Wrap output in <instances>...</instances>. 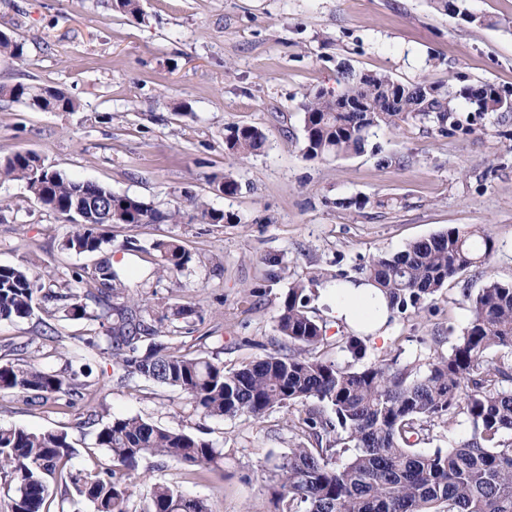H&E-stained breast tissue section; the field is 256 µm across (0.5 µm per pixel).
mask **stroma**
<instances>
[{"label":"stroma","instance_id":"stroma-1","mask_svg":"<svg viewBox=\"0 0 512 512\" xmlns=\"http://www.w3.org/2000/svg\"><path fill=\"white\" fill-rule=\"evenodd\" d=\"M111 3L0 0V30L25 45L23 59L0 56V84L50 86L79 103L73 112H43L0 99V158L33 152L70 177L179 211L176 224L107 228L113 266L138 270L124 282L128 296L157 312L193 308L190 318L165 322L166 342L240 369L285 346L276 319L294 282L314 272L321 282L351 279L372 255L486 226L496 243L488 268L448 282L432 303L397 316L386 340L366 343L363 364L423 370L467 327L465 292L490 276L512 280V118L491 114L485 132L452 137L410 119L378 130L361 153L309 160L300 109L307 91L340 92L346 65L405 83L481 81L512 91V0H467L490 18L481 28L432 0H140L134 17ZM235 125L261 129L264 151L232 155L226 139ZM226 172L239 184L229 195L211 182ZM198 200L231 222L205 223ZM71 229L23 181H0V265H28L63 287L98 261L65 249ZM170 237L191 260L162 277L152 245ZM308 294L309 314L325 325L317 356L354 365L348 331L321 303L319 284ZM85 304L84 319L41 306L0 321V363L21 344L37 367L91 369L87 404L38 406L5 394L0 425L66 432L73 465L91 468L105 459L96 446L101 424L139 416L210 441L223 449L224 466L199 477L150 458L131 477L137 494L165 481L209 512H276L269 476L297 442L299 405L259 420L204 418L179 391L140 377L118 381L111 357L86 343L102 307L90 296Z\"/></svg>","mask_w":512,"mask_h":512}]
</instances>
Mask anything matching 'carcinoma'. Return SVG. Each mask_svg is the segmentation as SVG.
I'll use <instances>...</instances> for the list:
<instances>
[{"label": "carcinoma", "instance_id": "cac0c4a2", "mask_svg": "<svg viewBox=\"0 0 512 512\" xmlns=\"http://www.w3.org/2000/svg\"><path fill=\"white\" fill-rule=\"evenodd\" d=\"M476 27L490 20L472 13L467 0H434ZM24 56L23 43L0 31V55ZM344 89L334 97L308 92L302 103L307 159L344 157L364 150L375 130L409 119L435 123L448 136L485 131L488 114L512 112V91L490 83L465 84L452 91L423 78L403 83L380 73H342ZM0 98L41 111L71 112L77 102L58 89L30 84H1ZM470 107L460 115L457 100ZM265 135L254 126H235L228 149L247 157L261 151ZM33 153L0 159V176L22 180L31 196L74 224L65 247L97 253L111 242L104 227L111 224L178 223V213H162L143 200L116 196L99 184L70 179L37 164ZM163 258L159 272L173 274L191 261L175 239L153 245ZM496 250L482 225L451 228L408 243L392 255L378 254L361 268L390 299L391 314L418 308L453 279L487 267ZM74 280L97 290L104 307L95 316L99 328L90 347L112 355L119 379L139 376L183 393L205 417L248 416L261 419L276 407L306 406L293 420L299 441L271 471V489L278 512H512V359L493 362V350L512 351V281L488 277L474 295L468 293L470 321L448 354L438 355L424 373L397 363H373L360 369L341 368L313 354L323 327L308 314L306 285L288 290L276 328L289 351L271 353L241 369L227 371L208 355L183 353L153 338L158 324L171 316L186 319L187 305L157 317L151 308L123 296V281L112 263ZM55 302L69 319L87 316L82 296L66 288L46 289L24 265H0V320L25 319L42 302ZM152 343L143 346V341ZM0 390L62 400L75 407L85 399L86 383L75 373L65 377L19 358L0 364ZM325 403L332 414L307 406ZM457 413L470 422L469 434L443 450H422L426 427L445 424ZM334 434L322 448L309 447L320 433ZM96 445L107 461L91 470L72 469L74 448L67 434L0 427V477L12 490L11 512H66L64 503H82L92 512H207L203 501L184 496L167 482L151 485L144 508H133L130 475L149 457L175 460L197 470L224 463L223 450L210 441L172 431L139 416L114 417L102 424ZM354 448L338 466L337 446ZM61 482L72 496L53 498L52 482Z\"/></svg>", "mask_w": 512, "mask_h": 512}]
</instances>
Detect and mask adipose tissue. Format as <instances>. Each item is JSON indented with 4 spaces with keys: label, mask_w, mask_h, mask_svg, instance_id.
Returning a JSON list of instances; mask_svg holds the SVG:
<instances>
[{
    "label": "adipose tissue",
    "mask_w": 512,
    "mask_h": 512,
    "mask_svg": "<svg viewBox=\"0 0 512 512\" xmlns=\"http://www.w3.org/2000/svg\"><path fill=\"white\" fill-rule=\"evenodd\" d=\"M322 300L337 325L375 339L385 338L389 325V302L385 293L365 278L327 282Z\"/></svg>",
    "instance_id": "ef3b65f1"
}]
</instances>
